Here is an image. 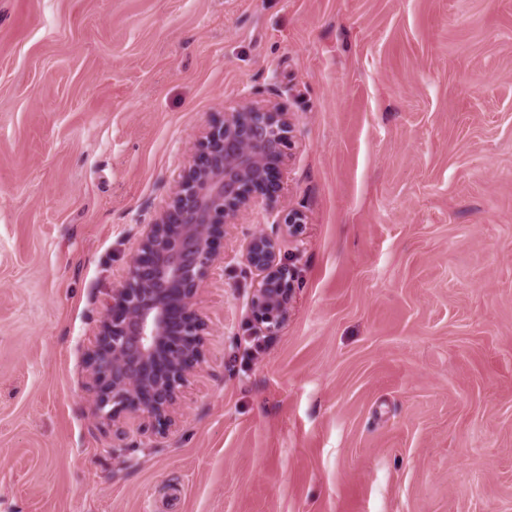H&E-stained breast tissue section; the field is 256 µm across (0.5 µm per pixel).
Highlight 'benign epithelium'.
<instances>
[{"mask_svg":"<svg viewBox=\"0 0 512 512\" xmlns=\"http://www.w3.org/2000/svg\"><path fill=\"white\" fill-rule=\"evenodd\" d=\"M293 124L279 103L247 102L213 118L194 139L188 165L152 222L141 225L126 275L112 289L85 366L92 413L124 436L127 418L161 437L176 424L181 395L205 359L209 325L197 297L216 263H226L227 228L284 189ZM304 217L286 216L282 235L255 224L238 256L257 273L249 307L253 334L288 319L295 274L280 258L281 236Z\"/></svg>","mask_w":512,"mask_h":512,"instance_id":"7a95c632","label":"benign epithelium"}]
</instances>
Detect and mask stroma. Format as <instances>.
Here are the masks:
<instances>
[{"label":"stroma","instance_id":"stroma-1","mask_svg":"<svg viewBox=\"0 0 512 512\" xmlns=\"http://www.w3.org/2000/svg\"><path fill=\"white\" fill-rule=\"evenodd\" d=\"M293 121L295 295L197 299L166 437L92 415L84 358L195 135ZM0 512H512V0H0Z\"/></svg>","mask_w":512,"mask_h":512}]
</instances>
